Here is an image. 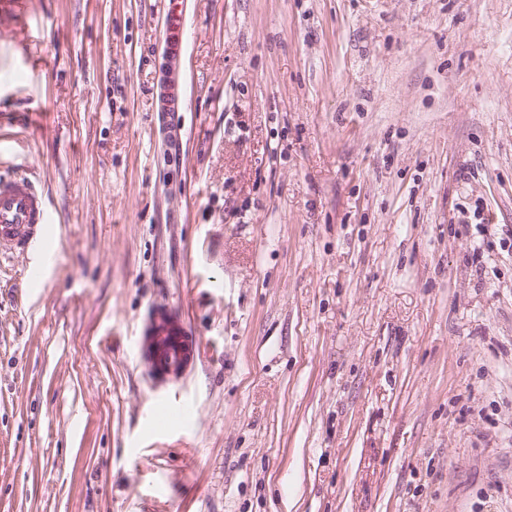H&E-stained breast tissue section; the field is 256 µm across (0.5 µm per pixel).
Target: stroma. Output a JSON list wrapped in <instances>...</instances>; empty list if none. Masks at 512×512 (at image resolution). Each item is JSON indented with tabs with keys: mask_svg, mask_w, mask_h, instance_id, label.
I'll return each mask as SVG.
<instances>
[{
	"mask_svg": "<svg viewBox=\"0 0 512 512\" xmlns=\"http://www.w3.org/2000/svg\"><path fill=\"white\" fill-rule=\"evenodd\" d=\"M188 5L0 0V512H512V0ZM164 15V40L172 57L182 50L185 16L184 0H162ZM49 211L43 192L28 176L0 178V252H24L34 239L43 244ZM169 349L173 350L172 354ZM142 350L151 373L162 379L178 378L188 365L192 344L179 320L159 309L150 316Z\"/></svg>",
	"mask_w": 512,
	"mask_h": 512,
	"instance_id": "obj_1",
	"label": "stroma"
}]
</instances>
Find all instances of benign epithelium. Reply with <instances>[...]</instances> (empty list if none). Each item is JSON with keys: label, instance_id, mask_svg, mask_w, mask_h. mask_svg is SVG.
Listing matches in <instances>:
<instances>
[{"label": "benign epithelium", "instance_id": "7a95c632", "mask_svg": "<svg viewBox=\"0 0 512 512\" xmlns=\"http://www.w3.org/2000/svg\"><path fill=\"white\" fill-rule=\"evenodd\" d=\"M191 351L192 344L179 320L167 311H154L143 342V358L150 372L163 379L179 377L188 365Z\"/></svg>", "mask_w": 512, "mask_h": 512}]
</instances>
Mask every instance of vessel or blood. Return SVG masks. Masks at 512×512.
<instances>
[{
  "label": "vessel or blood",
  "instance_id": "vessel-or-blood-1",
  "mask_svg": "<svg viewBox=\"0 0 512 512\" xmlns=\"http://www.w3.org/2000/svg\"><path fill=\"white\" fill-rule=\"evenodd\" d=\"M164 40L171 55L182 50L184 0H162ZM49 211L37 183L23 175L0 178V252L25 251L46 236Z\"/></svg>",
  "mask_w": 512,
  "mask_h": 512
}]
</instances>
